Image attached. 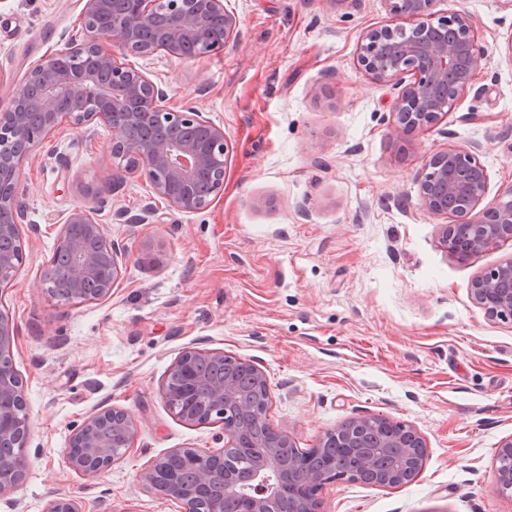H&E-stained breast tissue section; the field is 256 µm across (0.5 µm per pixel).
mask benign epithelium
Masks as SVG:
<instances>
[{
  "instance_id": "1",
  "label": "benign epithelium",
  "mask_w": 512,
  "mask_h": 512,
  "mask_svg": "<svg viewBox=\"0 0 512 512\" xmlns=\"http://www.w3.org/2000/svg\"><path fill=\"white\" fill-rule=\"evenodd\" d=\"M389 13L407 21L366 30L356 54V68L374 83H391L399 91L391 102L390 136L408 144L416 132L436 126L454 109L459 97L473 86L488 45L470 16L460 10L436 11L438 0H385ZM224 21L223 31L211 22ZM82 36L39 59L28 70L21 87L0 108V285L12 280L22 254L1 248L17 238L22 219L19 189L31 150L57 128L67 124L84 130L100 122L112 130V166L144 176L153 193L181 213H198L211 197L224 191L229 146L224 130L192 106L174 109L169 93L140 70L119 62L118 54L151 56L165 52L183 59H202L240 44V23L224 0H84L80 18ZM481 145L450 147L426 160L417 178L419 204L427 212L444 215L440 244L460 262L512 239V185L496 204L483 208L488 174L480 160ZM56 247L68 252L64 292L77 301H95L112 293L122 275L121 248L95 218V210L74 206L59 224ZM470 296L491 320L512 321V259L477 275ZM17 327L0 311V444L15 452L0 456V493L21 480L29 467V417L23 383L11 358ZM202 361L219 362L229 375L209 384L210 403L198 402L203 380L196 371ZM248 370L267 384L262 369L230 358L222 350L183 352L171 364L162 387L168 406L186 421L236 416L224 421V447L178 448L195 471V483L185 485L168 466V455L155 459L139 473L142 484L165 499H174L184 512H194V500L223 483L224 493L238 483L250 484L242 512H280L283 498L290 512H320V494L328 483L319 471L296 462L278 482L269 478L281 467L275 449L294 439L275 430L259 443L246 444L260 422L262 409L240 396L233 375ZM121 420L127 431L123 452L133 447L138 423L123 410L91 414L72 434L67 448L71 467L96 477L111 467L115 457L105 429ZM382 425L383 448H404V457L381 475L382 486L403 484L405 469L421 468L427 445L418 429L387 416ZM368 417L347 419L318 437L313 452L325 448L357 450ZM494 488L512 496V436L494 451ZM45 512H79L66 497L51 499Z\"/></svg>"
}]
</instances>
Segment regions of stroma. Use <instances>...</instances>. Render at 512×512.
<instances>
[{
  "instance_id": "stroma-1",
  "label": "stroma",
  "mask_w": 512,
  "mask_h": 512,
  "mask_svg": "<svg viewBox=\"0 0 512 512\" xmlns=\"http://www.w3.org/2000/svg\"><path fill=\"white\" fill-rule=\"evenodd\" d=\"M242 43L195 61L128 55L223 128V192L204 211L171 210L143 177L113 168L112 133L64 126L25 164L23 261L0 302L18 334L33 451L0 512H44L57 496L81 512H183L139 473L177 448L222 447V428L175 416L161 394L188 349H220L266 374L276 429L298 447L354 416L414 425L428 453L398 488L339 479L323 512H512L493 492L494 451L512 436V322L471 300L473 278L512 258V240L460 262L439 244L443 217L419 204L425 161L482 145L484 206L512 186V34L507 0H440L470 15L492 50L472 90L407 150L389 136L391 86L355 68L363 32L392 23L384 0H227ZM80 0H0V106L29 67L78 30ZM96 208L123 248L109 297L80 304L44 284L56 223ZM138 422L133 450L99 477L66 448L92 413Z\"/></svg>"
}]
</instances>
